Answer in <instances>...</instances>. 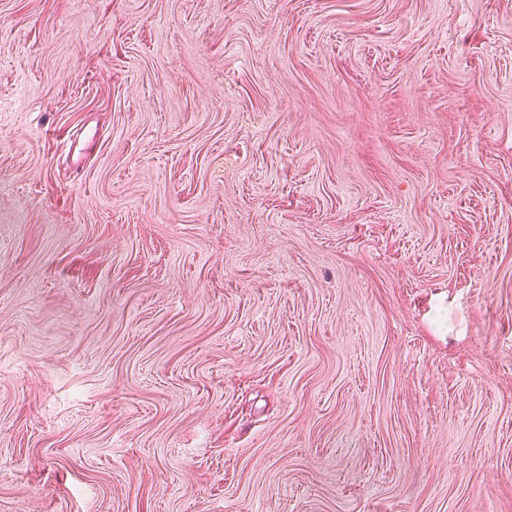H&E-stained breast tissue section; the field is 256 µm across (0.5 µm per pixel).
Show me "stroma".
Masks as SVG:
<instances>
[{"mask_svg":"<svg viewBox=\"0 0 512 512\" xmlns=\"http://www.w3.org/2000/svg\"><path fill=\"white\" fill-rule=\"evenodd\" d=\"M0 512H512V0H0Z\"/></svg>","mask_w":512,"mask_h":512,"instance_id":"obj_1","label":"stroma"}]
</instances>
